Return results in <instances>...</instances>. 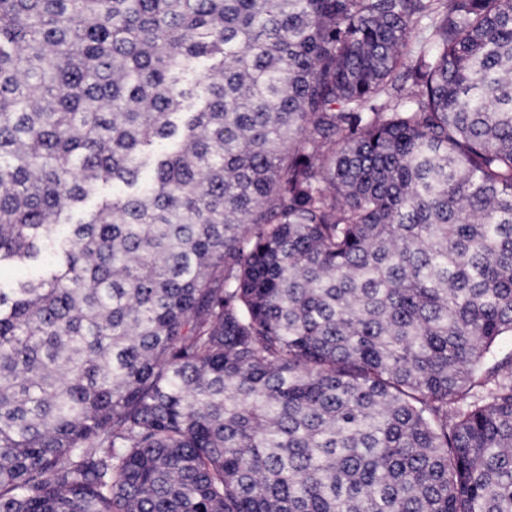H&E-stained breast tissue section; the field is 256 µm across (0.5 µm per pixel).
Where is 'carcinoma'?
<instances>
[{
    "instance_id": "cac0c4a2",
    "label": "carcinoma",
    "mask_w": 512,
    "mask_h": 512,
    "mask_svg": "<svg viewBox=\"0 0 512 512\" xmlns=\"http://www.w3.org/2000/svg\"><path fill=\"white\" fill-rule=\"evenodd\" d=\"M1 266L0 512H512V0H0Z\"/></svg>"
}]
</instances>
